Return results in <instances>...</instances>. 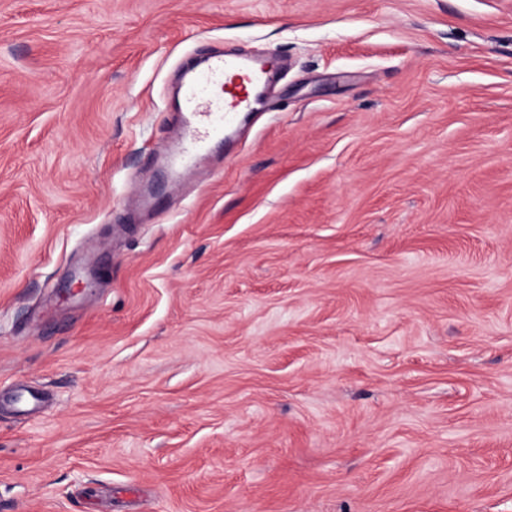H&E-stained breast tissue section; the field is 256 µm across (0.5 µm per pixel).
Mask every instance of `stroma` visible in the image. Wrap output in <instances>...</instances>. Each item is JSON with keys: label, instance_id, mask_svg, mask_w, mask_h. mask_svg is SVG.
Returning <instances> with one entry per match:
<instances>
[{"label": "stroma", "instance_id": "stroma-1", "mask_svg": "<svg viewBox=\"0 0 512 512\" xmlns=\"http://www.w3.org/2000/svg\"><path fill=\"white\" fill-rule=\"evenodd\" d=\"M0 512H512V0H0ZM271 73L262 57L241 58L220 53L210 56L202 70L189 73L182 93L186 112L184 132L181 144L171 155V170L193 169L208 153L210 140L224 132V123H229L233 114L253 111Z\"/></svg>", "mask_w": 512, "mask_h": 512}]
</instances>
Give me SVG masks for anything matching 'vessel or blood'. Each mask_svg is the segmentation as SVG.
I'll list each match as a JSON object with an SVG mask.
<instances>
[{"mask_svg":"<svg viewBox=\"0 0 512 512\" xmlns=\"http://www.w3.org/2000/svg\"><path fill=\"white\" fill-rule=\"evenodd\" d=\"M271 77L264 58L215 54L202 70L186 77L182 104L185 125L181 143L170 158L172 171L193 169L208 144L234 114L253 111Z\"/></svg>","mask_w":512,"mask_h":512,"instance_id":"1","label":"vessel or blood"}]
</instances>
